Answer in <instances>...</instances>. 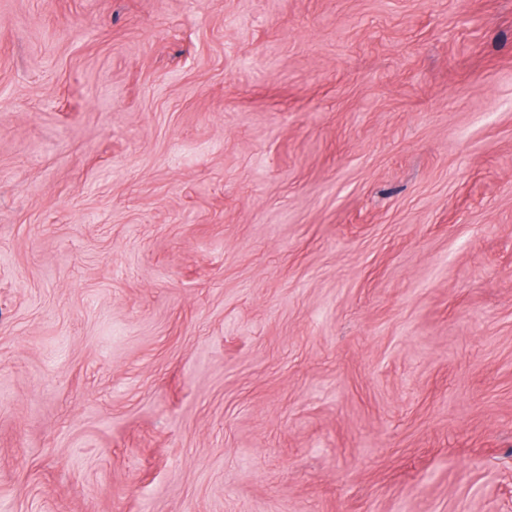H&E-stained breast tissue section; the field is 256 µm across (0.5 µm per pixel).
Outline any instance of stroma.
Masks as SVG:
<instances>
[{
    "label": "stroma",
    "mask_w": 512,
    "mask_h": 512,
    "mask_svg": "<svg viewBox=\"0 0 512 512\" xmlns=\"http://www.w3.org/2000/svg\"><path fill=\"white\" fill-rule=\"evenodd\" d=\"M0 512H512V0H0Z\"/></svg>",
    "instance_id": "35a3bbf8"
}]
</instances>
